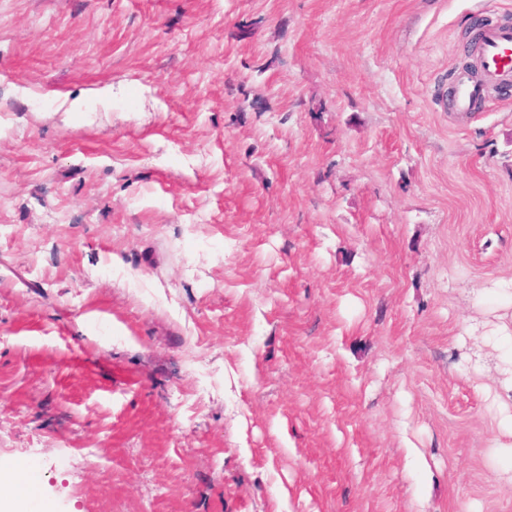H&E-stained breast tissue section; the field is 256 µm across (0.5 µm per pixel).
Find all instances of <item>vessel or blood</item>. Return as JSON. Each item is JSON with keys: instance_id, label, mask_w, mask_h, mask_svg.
<instances>
[{"instance_id": "vessel-or-blood-1", "label": "vessel or blood", "mask_w": 512, "mask_h": 512, "mask_svg": "<svg viewBox=\"0 0 512 512\" xmlns=\"http://www.w3.org/2000/svg\"><path fill=\"white\" fill-rule=\"evenodd\" d=\"M475 72L458 71L448 99L449 111L474 112L496 88L512 83V23H494L481 29L472 48Z\"/></svg>"}]
</instances>
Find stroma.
Segmentation results:
<instances>
[{
    "label": "stroma",
    "mask_w": 512,
    "mask_h": 512,
    "mask_svg": "<svg viewBox=\"0 0 512 512\" xmlns=\"http://www.w3.org/2000/svg\"><path fill=\"white\" fill-rule=\"evenodd\" d=\"M479 18L512 0H0V470L53 512H512L469 363L512 101L444 103Z\"/></svg>",
    "instance_id": "35a3bbf8"
}]
</instances>
